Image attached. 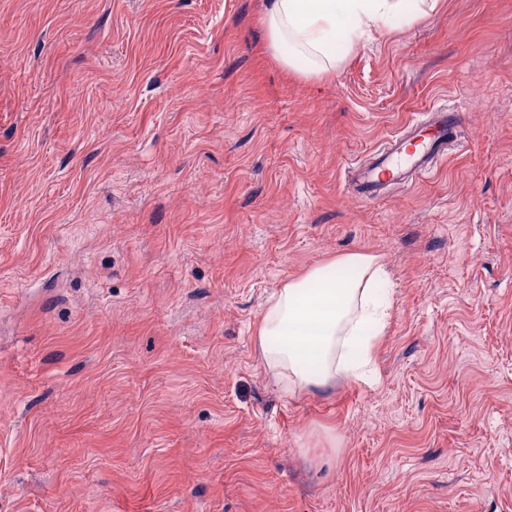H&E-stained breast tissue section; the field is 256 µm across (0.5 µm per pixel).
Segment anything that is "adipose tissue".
Returning a JSON list of instances; mask_svg holds the SVG:
<instances>
[{
  "instance_id": "1",
  "label": "adipose tissue",
  "mask_w": 512,
  "mask_h": 512,
  "mask_svg": "<svg viewBox=\"0 0 512 512\" xmlns=\"http://www.w3.org/2000/svg\"><path fill=\"white\" fill-rule=\"evenodd\" d=\"M435 0H267L268 46L292 70L336 67V42L354 45L394 15L426 17ZM375 256L351 253L288 282L269 299L257 331L267 370L291 390L325 389L337 375L363 379L389 312Z\"/></svg>"
}]
</instances>
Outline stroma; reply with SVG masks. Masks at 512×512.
<instances>
[{"label": "stroma", "mask_w": 512, "mask_h": 512, "mask_svg": "<svg viewBox=\"0 0 512 512\" xmlns=\"http://www.w3.org/2000/svg\"><path fill=\"white\" fill-rule=\"evenodd\" d=\"M285 70L261 0H0V512H512V0ZM460 112L435 173L349 167ZM354 252L366 381L291 395L257 330Z\"/></svg>", "instance_id": "35a3bbf8"}]
</instances>
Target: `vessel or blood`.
Here are the masks:
<instances>
[{
    "instance_id": "1",
    "label": "vessel or blood",
    "mask_w": 512,
    "mask_h": 512,
    "mask_svg": "<svg viewBox=\"0 0 512 512\" xmlns=\"http://www.w3.org/2000/svg\"><path fill=\"white\" fill-rule=\"evenodd\" d=\"M456 112L437 108L414 123L351 171L348 190L356 199L371 201L391 186H403L432 174L457 138Z\"/></svg>"
}]
</instances>
